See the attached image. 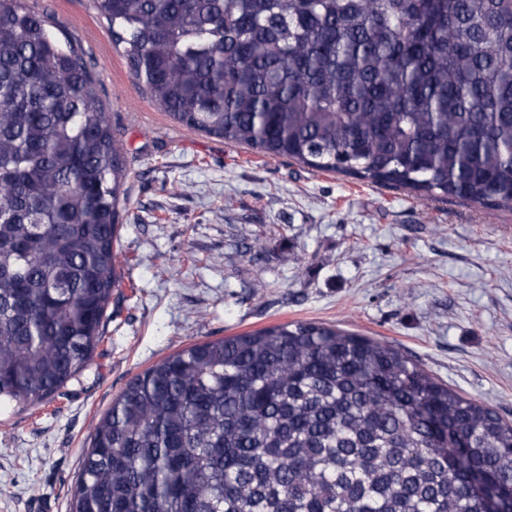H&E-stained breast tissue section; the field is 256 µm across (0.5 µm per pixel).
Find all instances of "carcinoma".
<instances>
[{"instance_id":"carcinoma-1","label":"carcinoma","mask_w":512,"mask_h":512,"mask_svg":"<svg viewBox=\"0 0 512 512\" xmlns=\"http://www.w3.org/2000/svg\"><path fill=\"white\" fill-rule=\"evenodd\" d=\"M178 122L419 198L512 206V0H89ZM125 157L77 47L0 0V404L55 397L117 284ZM512 512V422L395 346L193 343L97 421L73 512Z\"/></svg>"}]
</instances>
